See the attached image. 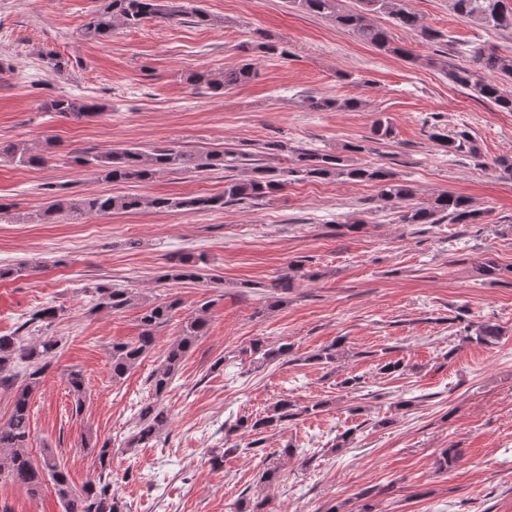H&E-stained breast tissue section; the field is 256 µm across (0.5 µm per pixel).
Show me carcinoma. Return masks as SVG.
<instances>
[{
    "label": "carcinoma",
    "instance_id": "cac0c4a2",
    "mask_svg": "<svg viewBox=\"0 0 512 512\" xmlns=\"http://www.w3.org/2000/svg\"><path fill=\"white\" fill-rule=\"evenodd\" d=\"M342 0H288L292 7L305 12L329 18L341 27L375 47L382 53L402 55L404 49L398 46L393 32L379 27L372 21V15L386 13L397 28L418 31L431 42L438 34L421 24L406 0H356L351 10L341 7ZM451 10L461 19L493 28H512V7L505 0H450ZM176 16L187 17L197 25L212 23L211 15L203 8L184 4V0H109L102 10L94 13L84 25L83 36L90 40H105L118 27L136 28L152 20H166ZM498 75L503 80H512V54L499 53L494 49L478 47L470 52L466 64L456 65L448 71V78L456 85L466 88L473 97L490 103L503 112H512V96L505 94L500 82L485 80L480 72ZM257 76L253 65L246 63L236 69L227 70L220 78L208 73H194L190 80L206 85L215 95H222L241 83ZM305 106L313 111L358 110L360 99H337L307 96ZM48 112L63 117H92L102 111V105L91 99H76L60 96L43 104ZM393 128L387 119L378 118L371 126L368 141L380 144L391 138ZM448 154L468 150L472 156H479L471 138L459 132L454 135L441 130L431 134ZM367 150L364 145L347 144L343 151H311L302 147H287L280 141L263 144L258 152H239L234 149L191 152L176 143L155 147L146 152L139 147H117L106 152L83 150L76 156V162L91 169L98 176L112 181L126 180L143 182L168 170L206 172L216 169L237 170L251 167L246 178L230 179L224 183L221 194L196 197H161L127 195H88L81 198L55 196L47 203L43 216H54L80 220L90 216L116 213H134L153 209L156 211H221L228 205L258 201L285 189L289 177L303 176L315 180L345 178L356 182L369 183L377 190V198L386 204L400 206L399 221L402 224H479L484 212L467 196L453 192H442L427 203L415 202L416 189L386 166L356 163L349 154ZM289 151L295 155L296 167H274L259 162L258 155H278ZM0 158L26 167L46 164L48 154L33 150L25 142L0 143ZM313 279L314 273H303L300 267H290L281 275L274 288L286 292L298 278ZM202 278V268L189 258L178 260L160 276L162 280L197 282ZM96 307L114 313L139 304L138 296L127 288L99 283L93 288ZM176 302L150 304L143 309L140 318L141 332L133 342L112 344V380L123 379L134 370L155 342L156 330L167 323ZM208 326L206 308L202 307L194 316L185 321L177 336L165 351L164 359L148 378L152 400L139 411L135 433L128 440V447L145 445L171 422L170 415L162 405L161 397L170 387L182 363L196 339L205 334ZM501 336V329L491 322L476 325L474 335L468 340L483 345L495 344ZM59 340L54 336H41L29 341L16 334L0 336V389L12 394V410L6 423L0 425V479L5 478L24 488L31 496H37L43 489L45 479H50L54 493L64 512H120L117 492L108 473L112 448L108 443L89 441L87 445L97 450L101 473L88 482L81 492L74 491L68 470L51 448L42 452L40 463L35 464L29 457L30 401L39 388L44 372L57 356ZM249 352L262 354L265 361H275L289 352L286 344L277 347L264 344L260 339L253 341ZM24 372L23 384L15 385V376ZM67 384L75 401V412H80L84 399V377L72 370L67 375ZM321 404L301 407L294 401L278 400L266 415L255 418H240L231 431H244L257 436L248 443L255 448L263 442L261 435L295 420L304 413L317 410Z\"/></svg>",
    "mask_w": 512,
    "mask_h": 512
}]
</instances>
